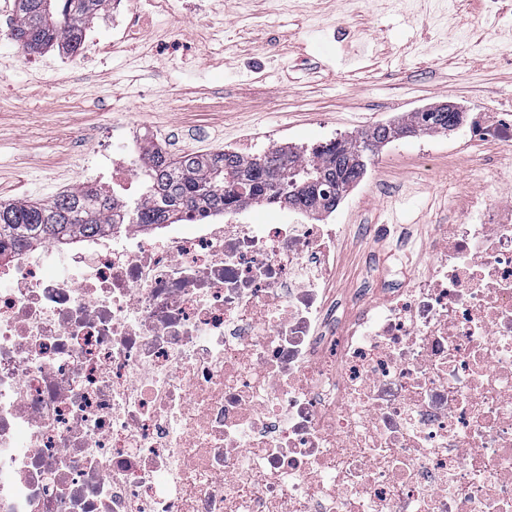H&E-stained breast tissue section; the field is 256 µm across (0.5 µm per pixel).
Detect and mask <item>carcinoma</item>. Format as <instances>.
I'll list each match as a JSON object with an SVG mask.
<instances>
[{
	"mask_svg": "<svg viewBox=\"0 0 512 512\" xmlns=\"http://www.w3.org/2000/svg\"><path fill=\"white\" fill-rule=\"evenodd\" d=\"M105 0H15L18 22L11 39L29 52L48 48L76 51L85 22L101 12ZM461 121L458 112H418L401 125L422 135H435ZM397 125L378 124L355 138H336L309 153L273 146L258 156L233 151L171 158L160 147L147 149L140 172L144 199L121 204L101 187H75L50 202H0V260L42 245H70L111 231L122 224L141 228L177 224L194 213L238 210L251 203L280 204L290 195V208L330 212L366 171L356 165L378 147L395 139ZM248 183L246 196L236 191Z\"/></svg>",
	"mask_w": 512,
	"mask_h": 512,
	"instance_id": "obj_1",
	"label": "carcinoma"
}]
</instances>
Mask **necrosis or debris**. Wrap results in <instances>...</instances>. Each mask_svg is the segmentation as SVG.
Masks as SVG:
<instances>
[{
    "label": "necrosis or debris",
    "instance_id": "obj_1",
    "mask_svg": "<svg viewBox=\"0 0 512 512\" xmlns=\"http://www.w3.org/2000/svg\"><path fill=\"white\" fill-rule=\"evenodd\" d=\"M103 15L128 42L169 0ZM472 138L512 163V113ZM142 145L106 153L121 198ZM328 311L340 224L209 215L0 282V512H512V172Z\"/></svg>",
    "mask_w": 512,
    "mask_h": 512
}]
</instances>
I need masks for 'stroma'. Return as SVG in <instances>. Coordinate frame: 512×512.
Segmentation results:
<instances>
[{"instance_id":"1","label":"stroma","mask_w":512,"mask_h":512,"mask_svg":"<svg viewBox=\"0 0 512 512\" xmlns=\"http://www.w3.org/2000/svg\"><path fill=\"white\" fill-rule=\"evenodd\" d=\"M172 0L150 49L68 67L29 53L0 16V200L48 201L93 181L98 151L156 132L170 154L302 151L445 103L512 113V0L496 14L459 0ZM499 149L468 124L378 148L329 221L345 225L335 288L355 287L364 260L386 274L425 268L420 243L457 222L476 193L495 197ZM418 246L404 251L400 231Z\"/></svg>"}]
</instances>
